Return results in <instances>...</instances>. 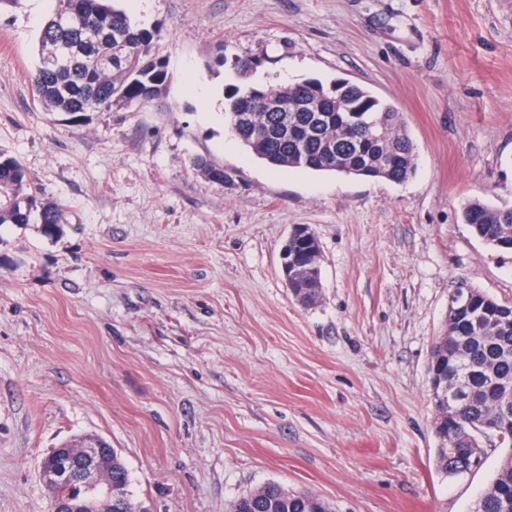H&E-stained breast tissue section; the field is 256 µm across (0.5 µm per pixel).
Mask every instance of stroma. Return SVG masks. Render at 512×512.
I'll return each mask as SVG.
<instances>
[{
    "label": "stroma",
    "mask_w": 512,
    "mask_h": 512,
    "mask_svg": "<svg viewBox=\"0 0 512 512\" xmlns=\"http://www.w3.org/2000/svg\"><path fill=\"white\" fill-rule=\"evenodd\" d=\"M121 6L155 31L166 88L74 118L29 82L56 0L0 5V151L64 210L0 225V512H49L41 460L86 434L151 512H230L270 481L333 512H469L503 451L438 470L428 364L459 283L512 301V253L461 218L512 206V0ZM238 55L257 81L342 78L393 104L413 177L257 159L224 120ZM296 225L321 246L311 306L280 273Z\"/></svg>",
    "instance_id": "stroma-1"
}]
</instances>
